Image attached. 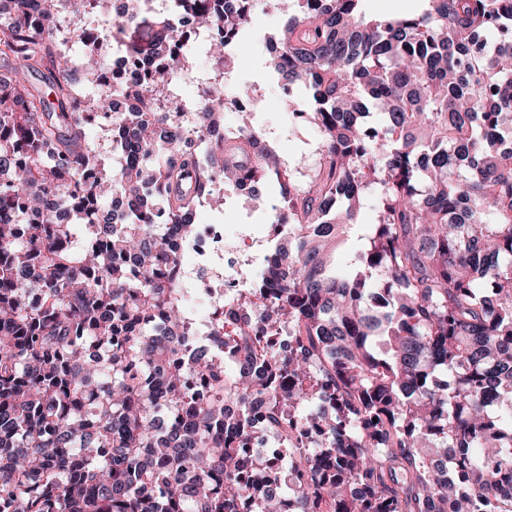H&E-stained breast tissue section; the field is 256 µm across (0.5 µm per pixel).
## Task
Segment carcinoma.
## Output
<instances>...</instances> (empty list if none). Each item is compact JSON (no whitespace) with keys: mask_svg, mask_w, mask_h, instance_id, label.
<instances>
[{"mask_svg":"<svg viewBox=\"0 0 512 512\" xmlns=\"http://www.w3.org/2000/svg\"><path fill=\"white\" fill-rule=\"evenodd\" d=\"M0 11V512H512V0H424L365 19L362 0H294L270 58L318 126L303 175L224 102L252 89L210 76L193 101L199 145L160 112L112 124L111 167L86 144L58 0ZM88 107L126 89L101 78L80 21L151 24L130 43L151 69L135 95L169 100L191 56L188 18L227 67L253 0H68ZM45 79L47 96L32 77ZM383 126H370L369 109ZM274 178L288 235L237 311L191 335L174 238L195 235L213 176ZM378 194L355 272L330 274L362 192ZM84 243L73 249L78 232ZM288 331L265 351L262 333Z\"/></svg>","mask_w":512,"mask_h":512,"instance_id":"carcinoma-1","label":"carcinoma"}]
</instances>
